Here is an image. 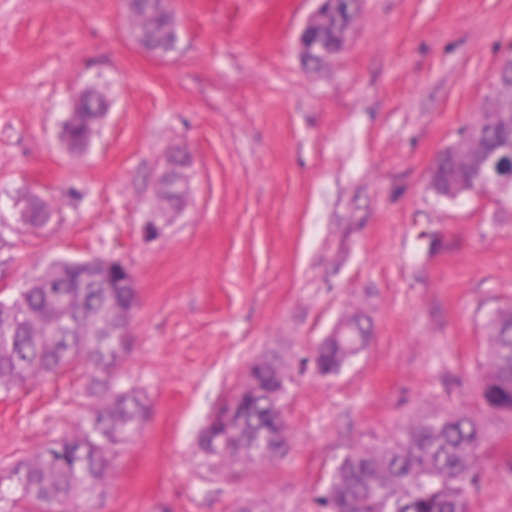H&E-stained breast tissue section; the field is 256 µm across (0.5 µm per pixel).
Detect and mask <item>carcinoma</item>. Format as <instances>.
Instances as JSON below:
<instances>
[{
	"label": "carcinoma",
	"instance_id": "carcinoma-1",
	"mask_svg": "<svg viewBox=\"0 0 512 512\" xmlns=\"http://www.w3.org/2000/svg\"><path fill=\"white\" fill-rule=\"evenodd\" d=\"M133 38L146 51L167 57L180 41L170 0H126ZM353 0H334L317 11L300 39L319 46L320 55L304 59L321 64L336 57L342 31L353 23ZM512 66L498 69V90L488 95L461 140L443 153L432 185L448 197L453 189L481 192L476 169L500 159L512 169L501 148L512 144ZM108 107L95 83L73 98L62 122L61 137L69 151L86 150ZM184 158L173 157L159 175L160 199L181 197ZM51 211L32 196L22 212L29 227H40ZM137 288L125 265L114 260L61 259L32 279L10 303L0 301V390L92 361L102 372L90 379L88 394L97 398L93 412L78 430L49 440L28 461L0 475L19 495L0 502L15 512L21 504L45 505L50 512H74L83 498L102 495L112 455L141 432L151 407L136 390L119 388L121 367ZM370 336L360 317L342 321L301 360L319 377L336 374L364 349ZM487 373L480 398L489 409L512 415V309L498 310L488 322ZM288 371L275 358L253 363L248 381L235 393L231 418L226 408L212 412L197 439V454L213 467L234 461L281 462L288 457L281 404L270 394L287 391ZM486 435L466 414L432 412L396 428L378 448H355L337 465L330 484L314 499V512H470V500L482 489L481 461Z\"/></svg>",
	"mask_w": 512,
	"mask_h": 512
}]
</instances>
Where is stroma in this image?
<instances>
[{"label": "stroma", "instance_id": "35a3bbf8", "mask_svg": "<svg viewBox=\"0 0 512 512\" xmlns=\"http://www.w3.org/2000/svg\"><path fill=\"white\" fill-rule=\"evenodd\" d=\"M267 0H173L181 41L159 58L131 36L124 0H0V299L59 258L115 259L138 290L123 387L152 407L85 512H313L347 452L387 444L434 410L486 429L470 512H512V416L488 410L487 321L512 307V203L431 185L496 88L512 0H360L335 59L307 66L296 0L274 46L251 18ZM109 109L82 155L61 124L75 87ZM180 201L159 200L171 154ZM52 205L24 227L30 194ZM368 345L328 378L298 359L347 316ZM288 369V457L213 472L195 454L210 414L255 361ZM90 367L0 391V468L73 432Z\"/></svg>", "mask_w": 512, "mask_h": 512}]
</instances>
